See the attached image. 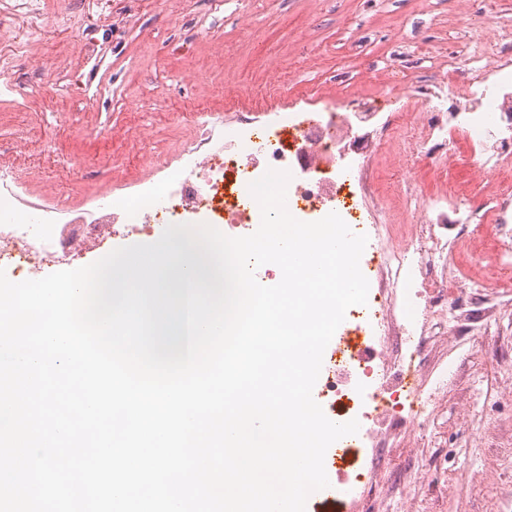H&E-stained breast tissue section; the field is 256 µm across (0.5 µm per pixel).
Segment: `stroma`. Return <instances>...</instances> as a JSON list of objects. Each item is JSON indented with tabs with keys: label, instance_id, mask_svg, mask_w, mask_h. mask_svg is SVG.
Segmentation results:
<instances>
[{
	"label": "stroma",
	"instance_id": "35a3bbf8",
	"mask_svg": "<svg viewBox=\"0 0 512 512\" xmlns=\"http://www.w3.org/2000/svg\"><path fill=\"white\" fill-rule=\"evenodd\" d=\"M47 11H68V0H43ZM72 11V10H69ZM475 14L474 28L461 18ZM75 20L102 26L112 64L100 71L76 65L66 26L0 30V54L13 35L30 39L28 64L45 81L66 75L65 112L38 105L36 84L0 97V141L14 144L19 175L52 206H90L104 189L114 202L136 197L138 178L160 159L175 156L188 135L182 114L194 104L231 91H249L282 105L298 92L318 97L319 112L337 95L371 98L389 107L401 76L440 78L443 61L461 47L480 51L496 29L512 28V0H495L483 14L479 0H82ZM100 92L99 108L84 111L85 94ZM75 170L59 185L60 168ZM164 231L103 235L58 270L89 265L113 249L156 242ZM448 365L471 374L464 395L453 396L436 420L437 445L420 450L397 442L400 459L438 461L448 496L435 512H487L497 481L493 457L476 434L485 421L512 422V360L489 365L466 337L448 341Z\"/></svg>",
	"mask_w": 512,
	"mask_h": 512
}]
</instances>
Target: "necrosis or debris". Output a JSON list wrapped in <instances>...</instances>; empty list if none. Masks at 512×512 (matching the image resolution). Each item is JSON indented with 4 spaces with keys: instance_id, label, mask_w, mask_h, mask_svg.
<instances>
[{
    "instance_id": "4bbe7bcc",
    "label": "necrosis or debris",
    "mask_w": 512,
    "mask_h": 512,
    "mask_svg": "<svg viewBox=\"0 0 512 512\" xmlns=\"http://www.w3.org/2000/svg\"><path fill=\"white\" fill-rule=\"evenodd\" d=\"M512 33L499 36L493 63L464 64L465 50L448 59V90L459 97L460 111H440L431 92L404 90L374 139L352 138L354 126L373 120L370 112H302L259 104L247 92L226 95L222 106L234 114L230 133L202 122L210 102L185 113L195 135L174 161L161 164L138 201L120 212L78 209L60 216L39 204L23 187L9 147L0 144V267L30 274L69 258L77 243L96 240L100 225L116 236L131 225L209 224L231 237L255 232L260 209L248 186L267 170L289 172L287 208L296 219L313 222L338 213L350 229L366 235L360 269L369 282L371 312L349 308L337 328L338 341L321 369L315 400L333 422L358 421L360 441L350 453L357 468L336 470L334 491L352 512L362 506L360 490L384 468L394 478L375 512L393 503L442 497L441 483L423 482L410 465L398 463L386 447L407 437L422 448L434 445L436 415L445 407L457 375L428 379L426 363H441L448 352L435 339L436 329L453 328L474 335L492 359L504 349L477 335L498 314L482 304L481 288L512 286V169L502 159L512 155V111L497 102L499 89L512 86L506 61ZM395 156L390 184L380 179L377 161ZM478 176L474 194L455 191L412 209V193L421 192L419 173L436 184L452 182L458 165ZM395 191L407 203L404 232L382 233L386 195ZM459 223L490 225L493 251L462 253L448 236V216Z\"/></svg>"
}]
</instances>
